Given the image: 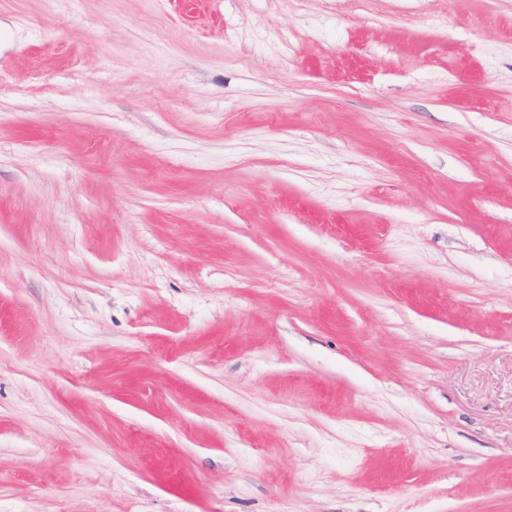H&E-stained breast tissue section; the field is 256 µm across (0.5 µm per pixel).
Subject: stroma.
I'll return each instance as SVG.
<instances>
[{"label":"stroma","mask_w":512,"mask_h":512,"mask_svg":"<svg viewBox=\"0 0 512 512\" xmlns=\"http://www.w3.org/2000/svg\"><path fill=\"white\" fill-rule=\"evenodd\" d=\"M0 512H512V0H0Z\"/></svg>","instance_id":"35a3bbf8"}]
</instances>
